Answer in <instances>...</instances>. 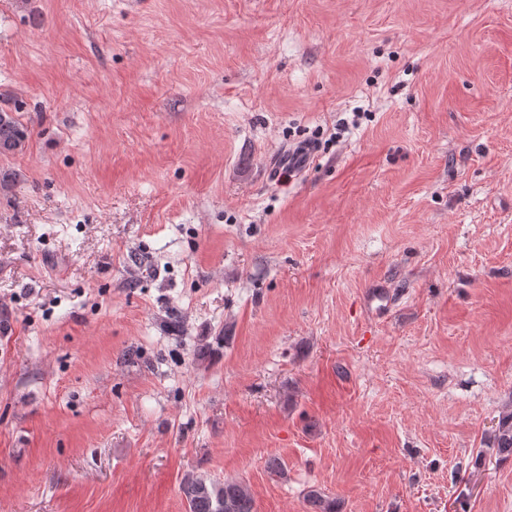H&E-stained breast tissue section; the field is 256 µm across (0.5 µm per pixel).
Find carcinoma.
<instances>
[{
    "label": "carcinoma",
    "instance_id": "obj_1",
    "mask_svg": "<svg viewBox=\"0 0 512 512\" xmlns=\"http://www.w3.org/2000/svg\"><path fill=\"white\" fill-rule=\"evenodd\" d=\"M27 139V129L12 113L0 111V154L19 151ZM493 445L500 452L512 453V403L505 406L493 434ZM180 492L188 512H255L254 499L248 487L238 480L216 482L200 476L188 475ZM310 512H336L334 504L321 492L311 489L306 493Z\"/></svg>",
    "mask_w": 512,
    "mask_h": 512
}]
</instances>
